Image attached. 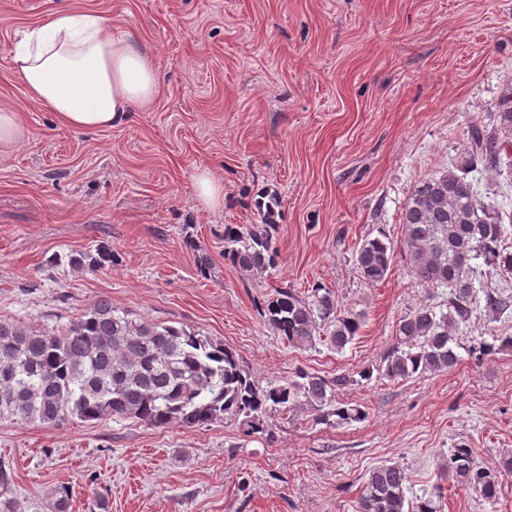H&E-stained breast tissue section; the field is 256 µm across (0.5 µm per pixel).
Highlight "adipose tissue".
Instances as JSON below:
<instances>
[{"instance_id": "ef3b65f1", "label": "adipose tissue", "mask_w": 512, "mask_h": 512, "mask_svg": "<svg viewBox=\"0 0 512 512\" xmlns=\"http://www.w3.org/2000/svg\"><path fill=\"white\" fill-rule=\"evenodd\" d=\"M13 61L30 96L67 128L112 127L158 89L154 59L94 13L49 15L15 47Z\"/></svg>"}]
</instances>
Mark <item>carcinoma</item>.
<instances>
[{"label": "carcinoma", "instance_id": "carcinoma-1", "mask_svg": "<svg viewBox=\"0 0 512 512\" xmlns=\"http://www.w3.org/2000/svg\"><path fill=\"white\" fill-rule=\"evenodd\" d=\"M494 121L490 130L470 127L460 170L425 179L410 193L402 224L411 271L430 290L448 289V297L444 309L425 302L405 315L379 365L334 377L299 370L281 384L262 386L224 344L154 323L100 298L61 330L0 319V420L55 428L75 419H131L152 428H195L229 417L240 421L244 433L255 434L263 431L268 414L306 407L326 425H350L364 421L367 413L338 398L348 386L375 375L405 380L444 373L459 364L462 348L476 360L511 350L512 336L496 333L490 342L462 343L473 313L483 311L489 324L512 308V294L486 286L488 277L512 274L503 211L484 202L466 178L479 163L499 175L504 161H512L507 152L512 147V80L502 85ZM277 207V197L270 194L259 203L264 223L224 228V257L248 278L267 277L276 266ZM392 259L391 243L378 237L363 240L355 253L360 276L369 284L386 278ZM110 261L108 247L69 258L91 271ZM266 315L277 335L302 349L323 337L342 349L362 326L353 314H337L332 291L320 286L308 299L291 288L279 290ZM504 469L512 470V459L499 469L460 445L448 450L442 476L494 503ZM409 491L407 467L380 464L369 472L358 512H439L441 487L412 498ZM70 496L69 487H58L51 512H66Z\"/></svg>", "mask_w": 512, "mask_h": 512}]
</instances>
